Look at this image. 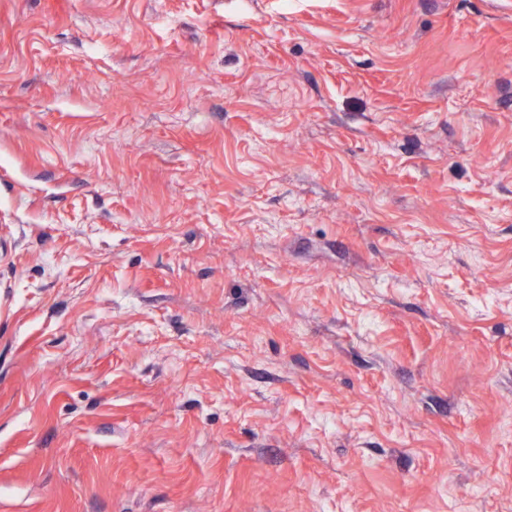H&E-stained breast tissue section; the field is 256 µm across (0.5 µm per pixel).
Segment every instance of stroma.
<instances>
[{"label":"stroma","mask_w":512,"mask_h":512,"mask_svg":"<svg viewBox=\"0 0 512 512\" xmlns=\"http://www.w3.org/2000/svg\"><path fill=\"white\" fill-rule=\"evenodd\" d=\"M0 512H512V0H0Z\"/></svg>","instance_id":"obj_1"}]
</instances>
